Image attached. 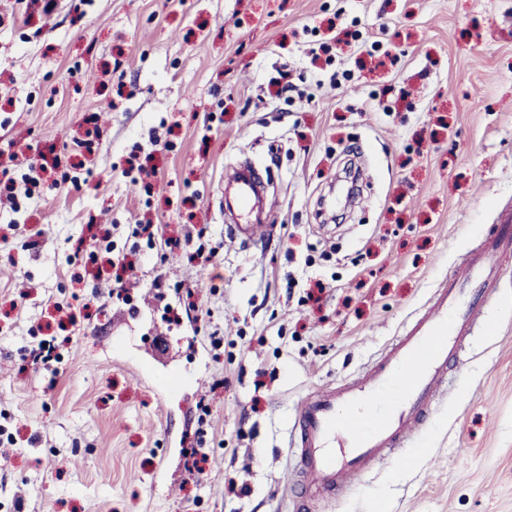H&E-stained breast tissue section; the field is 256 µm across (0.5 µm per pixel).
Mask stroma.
Returning <instances> with one entry per match:
<instances>
[{"mask_svg":"<svg viewBox=\"0 0 512 512\" xmlns=\"http://www.w3.org/2000/svg\"><path fill=\"white\" fill-rule=\"evenodd\" d=\"M35 154L77 189L0 200V512H512V260L407 464L288 489L302 399L363 375L512 206V0H0V176ZM245 160L278 214L263 247L224 223ZM148 223L215 255L159 260ZM51 336L57 374L20 372Z\"/></svg>","mask_w":512,"mask_h":512,"instance_id":"35a3bbf8","label":"stroma"}]
</instances>
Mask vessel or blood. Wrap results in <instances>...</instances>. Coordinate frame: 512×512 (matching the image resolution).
<instances>
[{"label":"vessel or blood","mask_w":512,"mask_h":512,"mask_svg":"<svg viewBox=\"0 0 512 512\" xmlns=\"http://www.w3.org/2000/svg\"><path fill=\"white\" fill-rule=\"evenodd\" d=\"M234 215L227 230L252 241L274 236L263 181L248 164L233 168L221 191ZM512 254V218L465 256L436 288L429 309L387 347L362 376L316 390L301 402L296 455L302 493L350 488L380 461L392 460L430 416L445 372L492 301L503 258Z\"/></svg>","instance_id":"1"}]
</instances>
